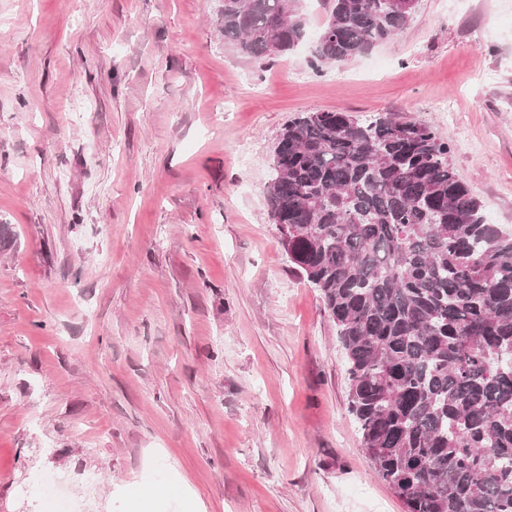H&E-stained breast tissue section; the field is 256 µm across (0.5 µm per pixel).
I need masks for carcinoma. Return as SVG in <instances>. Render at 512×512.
I'll use <instances>...</instances> for the list:
<instances>
[{"label":"carcinoma","mask_w":512,"mask_h":512,"mask_svg":"<svg viewBox=\"0 0 512 512\" xmlns=\"http://www.w3.org/2000/svg\"><path fill=\"white\" fill-rule=\"evenodd\" d=\"M221 2L246 58L304 36L299 0ZM320 2L316 72L401 32L419 0ZM450 152L422 124L306 112L279 135L268 206L336 323L362 446L406 512H512V234Z\"/></svg>","instance_id":"cac0c4a2"}]
</instances>
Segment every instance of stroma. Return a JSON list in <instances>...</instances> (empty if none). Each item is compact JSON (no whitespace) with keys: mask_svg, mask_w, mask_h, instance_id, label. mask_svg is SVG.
Here are the masks:
<instances>
[{"mask_svg":"<svg viewBox=\"0 0 512 512\" xmlns=\"http://www.w3.org/2000/svg\"><path fill=\"white\" fill-rule=\"evenodd\" d=\"M220 0H0V512H405L266 192L303 112L433 127L512 231V0L353 60H255Z\"/></svg>","mask_w":512,"mask_h":512,"instance_id":"35a3bbf8","label":"stroma"}]
</instances>
